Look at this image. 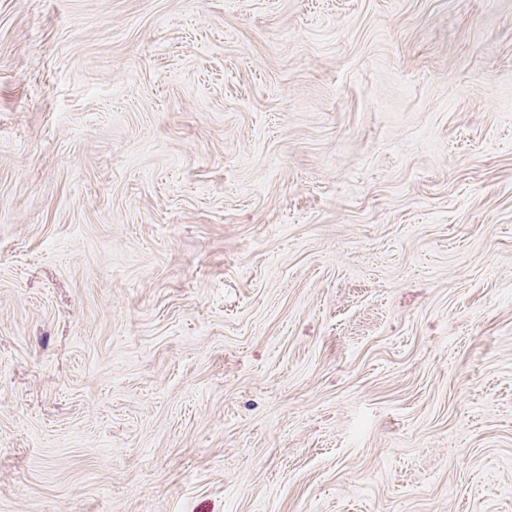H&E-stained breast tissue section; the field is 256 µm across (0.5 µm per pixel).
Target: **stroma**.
I'll use <instances>...</instances> for the list:
<instances>
[{"label": "stroma", "mask_w": 512, "mask_h": 512, "mask_svg": "<svg viewBox=\"0 0 512 512\" xmlns=\"http://www.w3.org/2000/svg\"><path fill=\"white\" fill-rule=\"evenodd\" d=\"M0 512H512V0H0Z\"/></svg>", "instance_id": "35a3bbf8"}]
</instances>
